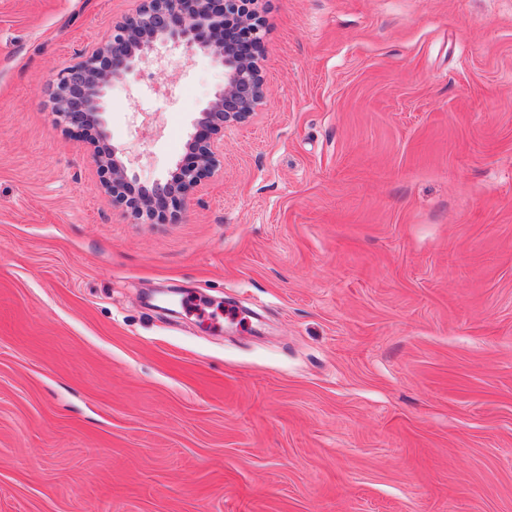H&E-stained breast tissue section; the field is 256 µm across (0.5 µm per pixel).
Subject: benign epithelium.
Returning a JSON list of instances; mask_svg holds the SVG:
<instances>
[{
  "label": "benign epithelium",
  "instance_id": "obj_1",
  "mask_svg": "<svg viewBox=\"0 0 512 512\" xmlns=\"http://www.w3.org/2000/svg\"><path fill=\"white\" fill-rule=\"evenodd\" d=\"M262 0H140L136 13L115 25L112 38L57 76L56 119L91 145L112 202L142 221L174 219L197 189L224 165V128L259 111L266 99L262 44ZM222 17L225 27L215 19ZM198 52L224 67V85L198 112L186 152L174 170L150 189L134 191L122 152L105 144L106 97L117 83L136 81L141 65L152 61L161 84L170 81L163 58L185 59ZM83 93L81 111L71 91Z\"/></svg>",
  "mask_w": 512,
  "mask_h": 512
}]
</instances>
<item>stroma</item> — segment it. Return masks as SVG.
<instances>
[{"instance_id": "1", "label": "stroma", "mask_w": 512, "mask_h": 512, "mask_svg": "<svg viewBox=\"0 0 512 512\" xmlns=\"http://www.w3.org/2000/svg\"><path fill=\"white\" fill-rule=\"evenodd\" d=\"M136 0H0V512H512V0H264L267 104L172 221L56 121ZM111 89L163 180L210 56Z\"/></svg>"}]
</instances>
